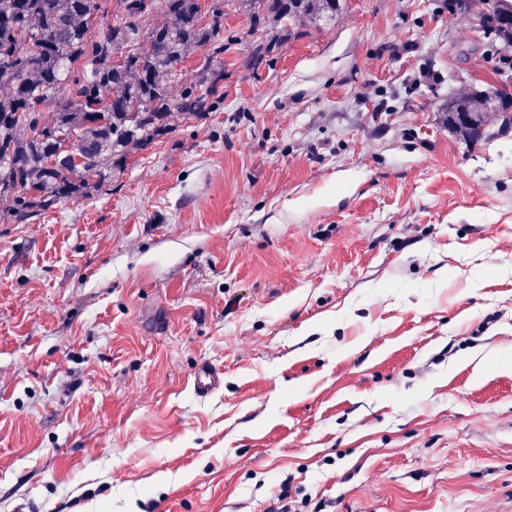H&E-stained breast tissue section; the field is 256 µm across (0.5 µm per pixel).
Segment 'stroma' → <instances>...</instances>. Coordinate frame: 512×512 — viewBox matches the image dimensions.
<instances>
[{
  "instance_id": "1",
  "label": "stroma",
  "mask_w": 512,
  "mask_h": 512,
  "mask_svg": "<svg viewBox=\"0 0 512 512\" xmlns=\"http://www.w3.org/2000/svg\"><path fill=\"white\" fill-rule=\"evenodd\" d=\"M451 2L226 5L217 111L0 223V512H512V130L445 123L512 52ZM221 384L220 373L216 370L202 366L196 373L194 390L201 396H206Z\"/></svg>"
}]
</instances>
